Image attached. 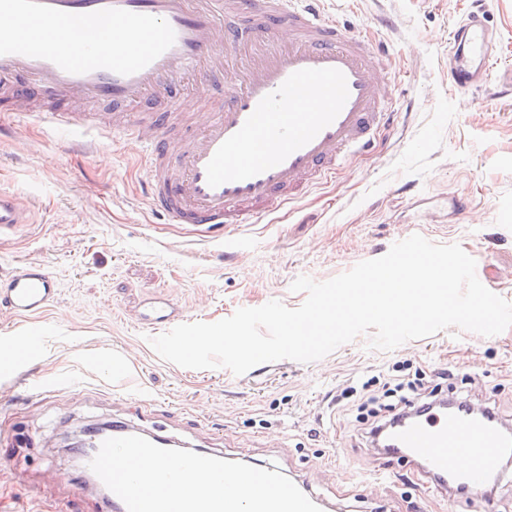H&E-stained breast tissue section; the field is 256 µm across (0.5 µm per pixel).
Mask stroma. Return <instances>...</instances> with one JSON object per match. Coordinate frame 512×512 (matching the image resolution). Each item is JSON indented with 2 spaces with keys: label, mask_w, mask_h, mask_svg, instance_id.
<instances>
[{
  "label": "stroma",
  "mask_w": 512,
  "mask_h": 512,
  "mask_svg": "<svg viewBox=\"0 0 512 512\" xmlns=\"http://www.w3.org/2000/svg\"><path fill=\"white\" fill-rule=\"evenodd\" d=\"M330 19L371 35L405 70L392 131L371 152L258 222L217 238L170 224L146 200L139 150L125 134L94 153L24 124L0 102V189L27 206V225L0 237V276L38 262L59 281L35 318L0 310V337L40 328L38 357L5 373L0 349V512H101L67 432L118 420L189 450L217 448L245 464L277 463L320 495L327 512H512V471L492 493L446 495L405 459L362 438L357 405L330 400L352 380L401 365L454 375L458 393L512 424V327L486 337L450 328L391 351L359 335L321 360H280L244 375L161 359L136 313L161 296L186 322H216L277 300L302 275L325 281L419 234L475 253L477 277L512 302V0H324ZM480 14L495 36V78L448 79L454 27Z\"/></svg>",
  "instance_id": "obj_1"
}]
</instances>
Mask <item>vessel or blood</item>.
Wrapping results in <instances>:
<instances>
[{"label": "vessel or blood", "instance_id": "1", "mask_svg": "<svg viewBox=\"0 0 512 512\" xmlns=\"http://www.w3.org/2000/svg\"><path fill=\"white\" fill-rule=\"evenodd\" d=\"M451 44L455 85L486 82L483 17L455 29ZM379 53L368 35L323 16L321 0H0V88L15 115L71 128L90 152L112 127L70 103L126 113L122 130L143 153L150 205L169 223L211 232L263 217L375 146L393 121L373 66ZM194 73L206 82L224 74L230 88L199 134L178 138L171 130L183 107L174 86ZM314 99L318 107L308 109ZM25 215L18 198L0 191V234ZM58 299V280L44 265L23 263L0 277V310L37 315ZM182 319L163 298L146 299L137 316L146 327ZM40 343L31 330L1 346L21 366ZM385 443L427 477L469 488L512 457V431L475 405L409 415ZM460 458L466 468H455Z\"/></svg>", "mask_w": 512, "mask_h": 512}]
</instances>
